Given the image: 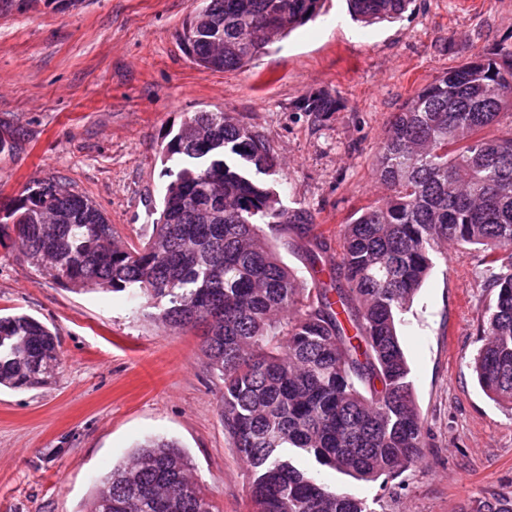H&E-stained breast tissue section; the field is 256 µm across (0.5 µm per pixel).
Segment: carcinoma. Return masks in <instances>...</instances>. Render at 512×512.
Listing matches in <instances>:
<instances>
[{"mask_svg": "<svg viewBox=\"0 0 512 512\" xmlns=\"http://www.w3.org/2000/svg\"><path fill=\"white\" fill-rule=\"evenodd\" d=\"M325 0H195L179 39L194 63L240 69L315 18ZM412 0H348L367 26L393 22ZM512 107V51L483 52L415 91L378 150L387 195L344 225L326 266L316 237L304 253L329 281L308 288L269 236L303 223L258 174L274 157L265 136L231 112L184 119L161 149L184 167L165 187L152 235L125 242L87 197L45 181L0 223L37 270L79 291L147 294L165 328L201 325L209 367L224 382L220 413L247 465L248 512H367L363 500L309 470L314 461L386 485L422 459L425 424L398 327L448 244L488 252L495 298L473 370L487 396L512 409V132L490 136ZM313 93L302 110L328 114ZM59 364L56 335L26 314H0V386L31 390ZM86 512H217L186 452L149 440L99 478ZM471 512H512V490Z\"/></svg>", "mask_w": 512, "mask_h": 512, "instance_id": "cac0c4a2", "label": "carcinoma"}]
</instances>
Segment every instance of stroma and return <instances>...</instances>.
I'll return each instance as SVG.
<instances>
[{
  "instance_id": "35a3bbf8",
  "label": "stroma",
  "mask_w": 512,
  "mask_h": 512,
  "mask_svg": "<svg viewBox=\"0 0 512 512\" xmlns=\"http://www.w3.org/2000/svg\"><path fill=\"white\" fill-rule=\"evenodd\" d=\"M193 0H0V202L61 180L129 243L160 217L159 157L192 113L226 110L262 132L267 182L337 260L343 226L386 189L379 146L416 90L476 53L512 49V0H412L364 27L345 0L247 66L198 67L178 35ZM336 95V112L299 108ZM483 250L447 246L403 316L400 341L427 429L422 460L382 490L322 469L372 512H468L512 485V412L479 387L477 332L494 294ZM0 311L57 334L60 365L29 391L0 389V512H85L96 481L150 438L175 440L219 512H246L248 474L224 435L221 381L200 330L164 329L146 295L79 292L0 245Z\"/></svg>"
}]
</instances>
